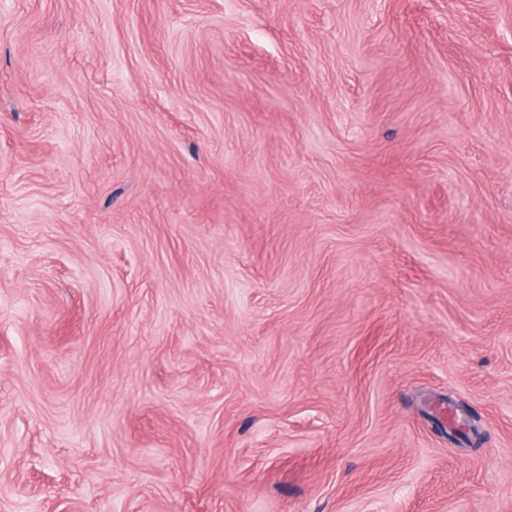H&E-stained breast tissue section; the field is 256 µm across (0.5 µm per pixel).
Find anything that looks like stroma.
<instances>
[{
    "instance_id": "obj_1",
    "label": "stroma",
    "mask_w": 512,
    "mask_h": 512,
    "mask_svg": "<svg viewBox=\"0 0 512 512\" xmlns=\"http://www.w3.org/2000/svg\"><path fill=\"white\" fill-rule=\"evenodd\" d=\"M0 512H512V0H0Z\"/></svg>"
}]
</instances>
